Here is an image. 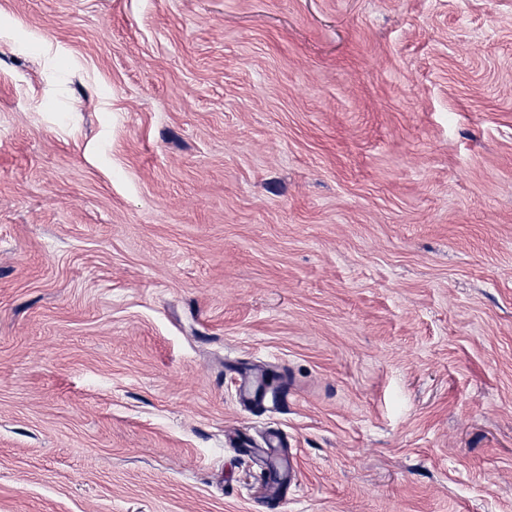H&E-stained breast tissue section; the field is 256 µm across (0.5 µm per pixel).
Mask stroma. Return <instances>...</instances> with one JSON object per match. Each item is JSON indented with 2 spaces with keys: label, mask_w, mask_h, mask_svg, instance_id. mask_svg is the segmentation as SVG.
Here are the masks:
<instances>
[{
  "label": "stroma",
  "mask_w": 512,
  "mask_h": 512,
  "mask_svg": "<svg viewBox=\"0 0 512 512\" xmlns=\"http://www.w3.org/2000/svg\"><path fill=\"white\" fill-rule=\"evenodd\" d=\"M275 487L512 512V0H0V512Z\"/></svg>",
  "instance_id": "1"
}]
</instances>
